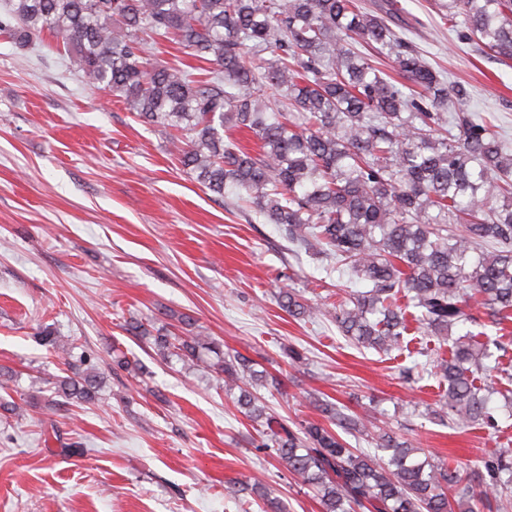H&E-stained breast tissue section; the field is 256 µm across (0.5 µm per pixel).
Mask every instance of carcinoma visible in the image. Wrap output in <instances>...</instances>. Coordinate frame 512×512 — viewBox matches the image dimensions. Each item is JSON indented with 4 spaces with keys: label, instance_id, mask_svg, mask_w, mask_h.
<instances>
[{
    "label": "carcinoma",
    "instance_id": "carcinoma-1",
    "mask_svg": "<svg viewBox=\"0 0 512 512\" xmlns=\"http://www.w3.org/2000/svg\"><path fill=\"white\" fill-rule=\"evenodd\" d=\"M448 23L462 19L467 39L512 62V0H448ZM0 33L25 46L48 34L87 84L109 92L144 123L177 131L172 155L218 197L232 188L288 243L314 259L335 258L369 290L336 301L340 333L390 353L403 346L408 317L442 343L436 362L448 383L440 414L466 427L495 418L475 384L480 346L467 332L471 306L487 325L512 318V148L497 126L472 112L467 94L446 84L387 16L356 0H5ZM175 44L209 68L202 75L151 58L146 39ZM273 89L281 99L261 94ZM232 125L257 139L254 152L224 140ZM292 317L316 309L280 293ZM127 331L162 355L216 356L227 391L260 426L255 448L283 462L311 487L323 512H483L507 508L512 451L483 460L469 477L418 459L420 449L388 432L384 459L352 448L331 426L369 435L367 421L332 403L329 425L288 428L246 386L279 390L280 379L211 337ZM51 345L71 365L74 342ZM92 371L74 372L56 393L98 400ZM251 491L270 509L261 486Z\"/></svg>",
    "mask_w": 512,
    "mask_h": 512
}]
</instances>
